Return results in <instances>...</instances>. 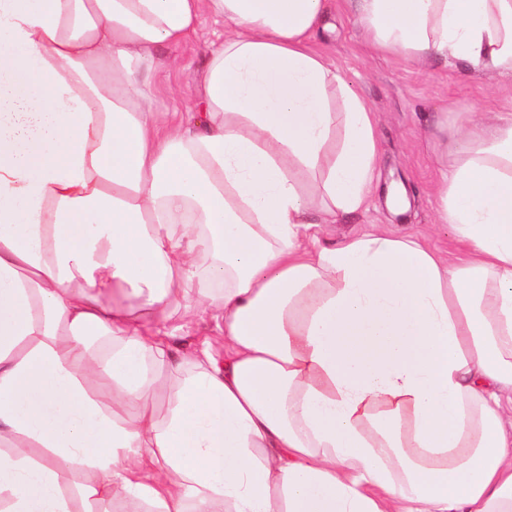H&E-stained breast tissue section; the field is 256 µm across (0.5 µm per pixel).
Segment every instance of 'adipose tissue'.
<instances>
[{"instance_id":"obj_1","label":"adipose tissue","mask_w":512,"mask_h":512,"mask_svg":"<svg viewBox=\"0 0 512 512\" xmlns=\"http://www.w3.org/2000/svg\"><path fill=\"white\" fill-rule=\"evenodd\" d=\"M373 50L512 76V0H350ZM330 0H0V512H512V112L451 129L450 258L366 204ZM223 20L192 112L151 75ZM224 351L178 342L200 321Z\"/></svg>"}]
</instances>
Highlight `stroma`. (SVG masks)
<instances>
[{"label":"stroma","instance_id":"35a3bbf8","mask_svg":"<svg viewBox=\"0 0 512 512\" xmlns=\"http://www.w3.org/2000/svg\"><path fill=\"white\" fill-rule=\"evenodd\" d=\"M333 22V32L318 38L315 46L354 83L376 114L379 179L363 209L344 215L339 223L312 228V235L320 244L331 245L381 224L440 253L460 254L463 247L450 226L438 221L440 203L434 188L444 165L433 125L440 118L453 126L480 112L511 110L512 77L477 74L439 59L423 68L371 51L348 0H334ZM223 30V23L207 21L179 50L187 68H164L156 74L155 107L168 112L191 109L195 70Z\"/></svg>","mask_w":512,"mask_h":512}]
</instances>
